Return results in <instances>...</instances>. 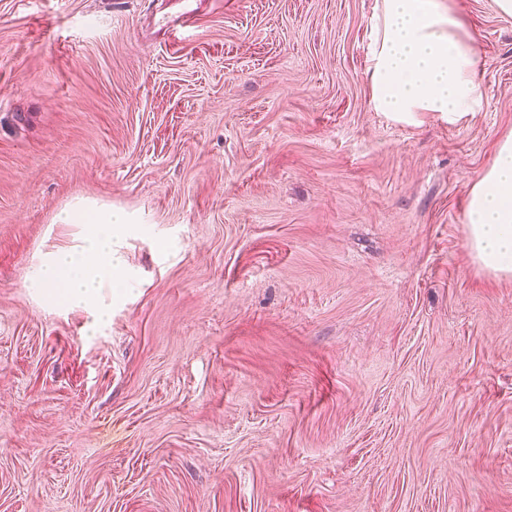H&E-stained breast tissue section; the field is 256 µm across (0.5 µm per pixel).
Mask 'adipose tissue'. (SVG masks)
<instances>
[{"label":"adipose tissue","mask_w":512,"mask_h":512,"mask_svg":"<svg viewBox=\"0 0 512 512\" xmlns=\"http://www.w3.org/2000/svg\"><path fill=\"white\" fill-rule=\"evenodd\" d=\"M366 77L375 111L408 124L429 112L449 123L479 111L487 90L478 77L477 50L459 18L442 0H375ZM61 224L85 225L77 250L47 255L36 285L51 302L89 316L88 334L111 321L98 305L102 289L120 294L127 274L112 249L125 230L122 214L78 205L62 210ZM469 252L497 276H512V133L496 147L492 165L468 190Z\"/></svg>","instance_id":"1"}]
</instances>
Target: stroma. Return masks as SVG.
Instances as JSON below:
<instances>
[{
  "instance_id": "1",
  "label": "stroma",
  "mask_w": 512,
  "mask_h": 512,
  "mask_svg": "<svg viewBox=\"0 0 512 512\" xmlns=\"http://www.w3.org/2000/svg\"><path fill=\"white\" fill-rule=\"evenodd\" d=\"M488 92L374 111V0H0V512H512V278L466 242ZM132 273L97 335L32 288L79 199Z\"/></svg>"
}]
</instances>
